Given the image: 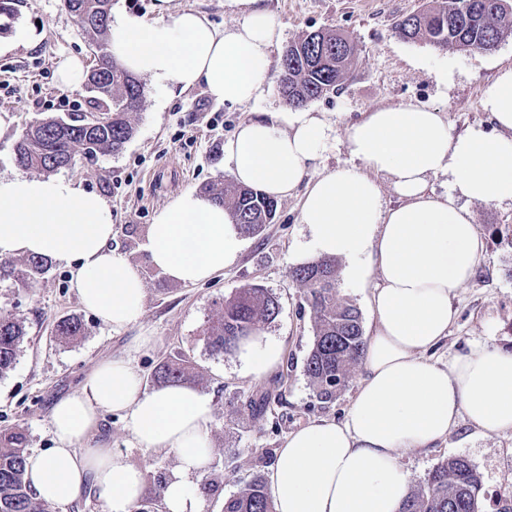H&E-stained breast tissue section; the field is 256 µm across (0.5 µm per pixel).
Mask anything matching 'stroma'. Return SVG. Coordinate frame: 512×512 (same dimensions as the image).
Listing matches in <instances>:
<instances>
[{"label":"stroma","instance_id":"1","mask_svg":"<svg viewBox=\"0 0 512 512\" xmlns=\"http://www.w3.org/2000/svg\"><path fill=\"white\" fill-rule=\"evenodd\" d=\"M282 29L273 49L281 61L289 44L318 30L334 28L347 34L357 53L339 89L311 101L337 134L360 113L384 105L417 101L447 113L455 132L490 129L480 101L501 66L512 64V34L490 53L441 50L400 39L395 21L429 8L433 0H262ZM12 31L34 32L33 45L0 55V174H17L14 148L26 125L38 118L82 116L88 111L85 88L67 89L56 78L59 61L81 57L93 65L94 54L64 0H15ZM448 66V83L435 72ZM282 106L277 75H270L256 102L231 105L213 100L204 88L172 94L145 89V103L135 116V134L116 154L92 159L77 157L59 176L102 195L112 208V248L139 266L145 305L129 326L112 330L80 302L64 263L49 261L47 271L26 285L0 284V310L24 322L27 338L15 368L0 378V429L23 426L30 451L54 447L50 412L60 399L77 394L84 378L102 359L126 356L150 380L157 365L172 358L193 365V386L213 406L210 463L223 471L219 487H197L201 512H224V501L255 473L267 472L285 437L308 421L343 418L358 388V377L324 403L310 388L305 362L313 343V314L303 289L290 278L300 265L298 250L307 239L300 222L303 194L295 192L278 203L276 217L264 231L246 237L237 262L212 279L196 284L174 283L163 276L143 250L144 234L157 209L185 189L201 193L231 183L224 161V143L244 120ZM475 223L485 252L476 276L453 301L448 336L431 353L450 363L476 346L512 351V249L500 244L495 231L512 225V208L476 204ZM257 285L271 292L279 314L263 333L281 349V360L264 379H254L238 354H213L201 330L218 305L236 290ZM79 318L84 334L73 342L57 341L53 328L63 318ZM150 337L140 347L139 337ZM278 388L266 416L257 422L239 414L243 401L257 392ZM128 453L149 470L171 473L172 456L131 447L123 414H105L90 437ZM461 456L481 474L485 512H500L512 497V432L481 436L460 423L435 448L400 459L411 486H418L442 459Z\"/></svg>","mask_w":512,"mask_h":512}]
</instances>
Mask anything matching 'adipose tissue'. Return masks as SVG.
<instances>
[{"instance_id": "adipose-tissue-1", "label": "adipose tissue", "mask_w": 512, "mask_h": 512, "mask_svg": "<svg viewBox=\"0 0 512 512\" xmlns=\"http://www.w3.org/2000/svg\"><path fill=\"white\" fill-rule=\"evenodd\" d=\"M227 4L238 19L224 29L172 0H158L153 24L115 13L110 52L166 92L202 86L217 101H256L281 27L260 0ZM482 108L492 131L462 134L444 111L423 104L363 113L345 128L348 165L314 179L308 173L334 133L319 113L272 112L242 122L225 143L237 184L277 200L305 187L304 254L345 258V279L373 288L357 393L343 419H315L288 434L267 474L276 512H401L409 489L402 455L435 447L463 419L482 435L512 431V351L478 347L446 365L428 356L480 266L472 205H512V64L499 70ZM440 175L444 194L430 186ZM384 180L397 206L385 207ZM111 243L112 208L98 193L64 177L0 175V257L66 263L82 305L121 329L141 314L146 289ZM143 247L169 280L196 284L235 264L243 235L221 204L187 189L156 212ZM111 412L126 414L132 447L176 458L162 512H199L194 481L211 454V402L187 385L144 390L125 357L99 361L79 394L53 406L56 446L27 459L37 496L67 506L91 493L106 512H130L144 492L143 468L88 442Z\"/></svg>"}]
</instances>
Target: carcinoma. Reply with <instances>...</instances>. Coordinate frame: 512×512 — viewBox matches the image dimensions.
<instances>
[{"instance_id": "obj_1", "label": "carcinoma", "mask_w": 512, "mask_h": 512, "mask_svg": "<svg viewBox=\"0 0 512 512\" xmlns=\"http://www.w3.org/2000/svg\"><path fill=\"white\" fill-rule=\"evenodd\" d=\"M88 36L94 55L105 64L92 68L85 88L90 111L104 121L38 119L23 130L15 147V161L22 171L51 174L70 165L76 156H108L121 151L133 137V116L144 106L145 84L127 72L108 49L107 31L112 0H65ZM505 0H441L431 11L411 13L396 23L398 34L410 42L436 48L486 49L502 39L509 29ZM353 42L336 30L309 33L288 46L280 72L281 95L291 108H301L338 87L355 55ZM214 199L224 205L245 235H258L273 222L277 202L246 186L211 188ZM48 260L29 257L0 261V283L27 284L47 267ZM338 260L314 259L291 271V278L306 290L313 313L314 339L305 363V374L316 396L330 401L346 386L360 363L366 340L357 307L337 292ZM279 314V305L267 289L251 286L224 299L216 318L203 335L211 351L229 354L262 331ZM76 317L56 322L55 336L69 342L83 335ZM27 332L24 324L0 313V377L13 370ZM190 373L185 359L159 365L152 374L155 383L179 384ZM269 394L262 393L247 405L248 417H262ZM28 436L23 427L0 430V512H51V505L36 497L27 476ZM149 493L132 512H150L161 500L165 476L148 474ZM482 480L464 458L448 457L437 463L424 481L410 492L402 512H482ZM224 512H275L264 477L257 473L240 491L224 500Z\"/></svg>"}]
</instances>
